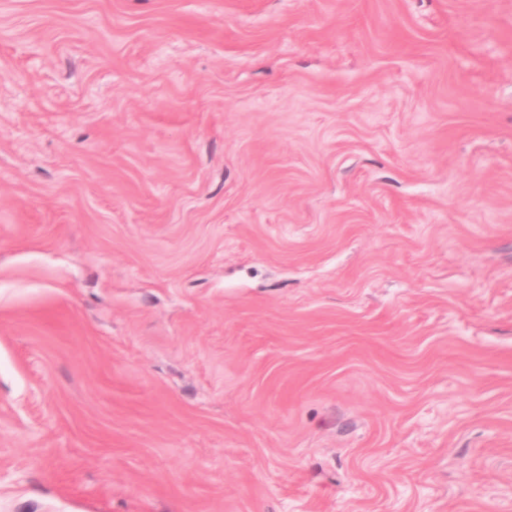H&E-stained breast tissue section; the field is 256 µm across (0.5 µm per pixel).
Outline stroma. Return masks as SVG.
<instances>
[{
    "mask_svg": "<svg viewBox=\"0 0 512 512\" xmlns=\"http://www.w3.org/2000/svg\"><path fill=\"white\" fill-rule=\"evenodd\" d=\"M0 512H512V0H0Z\"/></svg>",
    "mask_w": 512,
    "mask_h": 512,
    "instance_id": "obj_1",
    "label": "stroma"
}]
</instances>
